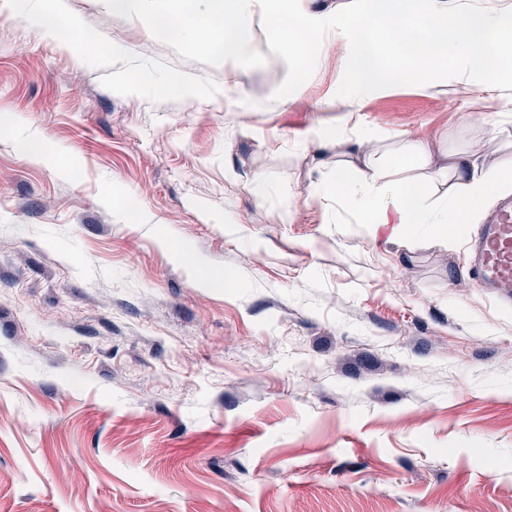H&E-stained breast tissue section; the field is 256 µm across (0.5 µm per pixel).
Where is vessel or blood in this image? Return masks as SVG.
Listing matches in <instances>:
<instances>
[{"label":"vessel or blood","instance_id":"b4317fda","mask_svg":"<svg viewBox=\"0 0 512 512\" xmlns=\"http://www.w3.org/2000/svg\"><path fill=\"white\" fill-rule=\"evenodd\" d=\"M468 273L475 283L512 304V203L502 204L468 243Z\"/></svg>","mask_w":512,"mask_h":512}]
</instances>
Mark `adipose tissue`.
<instances>
[{
  "mask_svg": "<svg viewBox=\"0 0 512 512\" xmlns=\"http://www.w3.org/2000/svg\"><path fill=\"white\" fill-rule=\"evenodd\" d=\"M407 149L418 161L420 173L416 178L398 180L389 169L373 164L356 169L355 180L360 185L356 202L369 223L391 226L393 232L402 235L428 224L459 229L474 223L476 215L495 197L512 193L511 166L478 167L463 153L441 173L434 168L428 141H410ZM441 174L450 184L442 211L437 214L424 204L422 188Z\"/></svg>",
  "mask_w": 512,
  "mask_h": 512,
  "instance_id": "ef3b65f1",
  "label": "adipose tissue"
}]
</instances>
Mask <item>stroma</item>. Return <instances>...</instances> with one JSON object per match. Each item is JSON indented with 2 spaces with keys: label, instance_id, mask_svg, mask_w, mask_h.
<instances>
[{
  "label": "stroma",
  "instance_id": "1",
  "mask_svg": "<svg viewBox=\"0 0 512 512\" xmlns=\"http://www.w3.org/2000/svg\"><path fill=\"white\" fill-rule=\"evenodd\" d=\"M325 37L276 107L260 20L265 63L214 68L103 0H0V512H512V306L468 275L477 225L395 238L308 197L364 139L401 178L406 141L471 150L506 93L341 98ZM30 19L41 25L47 36L62 40L63 35L61 31L64 30H76L79 25L71 20L64 19L58 16H50L42 13H35L30 16Z\"/></svg>",
  "mask_w": 512,
  "mask_h": 512
}]
</instances>
